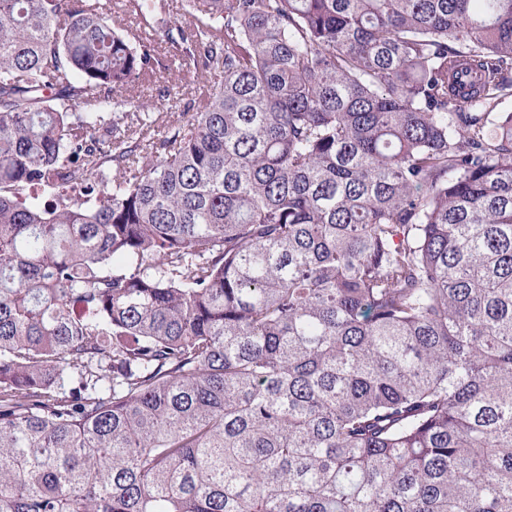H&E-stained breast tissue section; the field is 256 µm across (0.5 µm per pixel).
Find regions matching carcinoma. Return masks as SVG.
I'll return each mask as SVG.
<instances>
[{"instance_id":"carcinoma-1","label":"carcinoma","mask_w":512,"mask_h":512,"mask_svg":"<svg viewBox=\"0 0 512 512\" xmlns=\"http://www.w3.org/2000/svg\"><path fill=\"white\" fill-rule=\"evenodd\" d=\"M181 8L0 0V512H512V0ZM168 87L171 90V95L161 98L158 96L159 87ZM196 84L191 81L189 76L178 73L175 68L161 74L154 84L139 85L131 92V95L138 99L140 102H148L153 104V112H180L183 109L184 103L192 98L195 91Z\"/></svg>"}]
</instances>
